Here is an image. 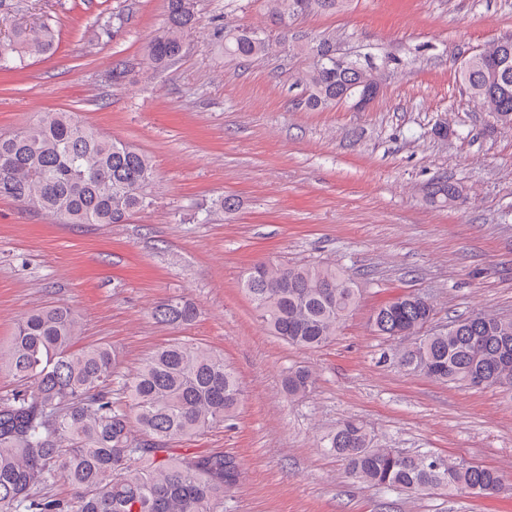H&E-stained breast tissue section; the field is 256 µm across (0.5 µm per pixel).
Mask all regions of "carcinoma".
<instances>
[{"label": "carcinoma", "mask_w": 512, "mask_h": 512, "mask_svg": "<svg viewBox=\"0 0 512 512\" xmlns=\"http://www.w3.org/2000/svg\"><path fill=\"white\" fill-rule=\"evenodd\" d=\"M277 41L288 38L292 20L309 13L336 12L348 0H264ZM196 0H165L161 26L146 46L145 60L164 68L178 60L195 25ZM56 45V29L44 23L20 29L0 45V69L42 57ZM270 37L247 29H224V56L247 61L272 49ZM340 67L328 59L311 63L297 78L312 110L346 102L348 53ZM465 92L484 101L494 96L512 112V74L494 65L460 70ZM155 169L146 154L79 121L70 112H45L19 132L0 137V196L58 219L63 224H123L147 208ZM242 286L271 333L299 349L333 341L355 309L359 291L349 273L320 263L291 265L259 260ZM198 310L172 296L152 318L178 328L192 324ZM433 308L413 294L380 306L376 332L420 331L385 358L427 378L468 387L512 390V318L496 323L474 313L448 328L422 333ZM79 320L68 306L48 305L24 317L4 349L0 369L21 388L0 398V512H222L224 483L240 482V467L222 454L173 457L169 445L231 421L242 395L234 368L224 356L192 340L163 346L131 377L115 370L111 347L76 349ZM126 403L112 400V384ZM313 384L305 367L283 379L290 396ZM321 447L341 458L358 482L414 494L443 490L484 498L500 494L505 475L476 462L428 452L408 454L374 444L366 426L349 419L321 438ZM65 482L72 495L46 492Z\"/></svg>", "instance_id": "obj_1"}]
</instances>
